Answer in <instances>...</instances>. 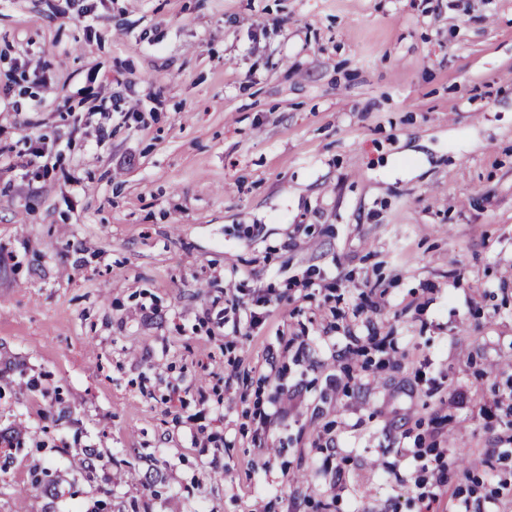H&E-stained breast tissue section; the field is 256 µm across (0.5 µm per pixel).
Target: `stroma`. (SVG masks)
<instances>
[{"instance_id":"stroma-1","label":"stroma","mask_w":512,"mask_h":512,"mask_svg":"<svg viewBox=\"0 0 512 512\" xmlns=\"http://www.w3.org/2000/svg\"><path fill=\"white\" fill-rule=\"evenodd\" d=\"M0 432V512H512V0H0Z\"/></svg>"}]
</instances>
